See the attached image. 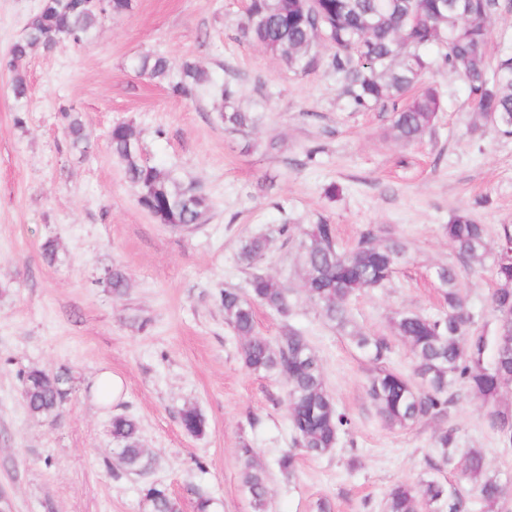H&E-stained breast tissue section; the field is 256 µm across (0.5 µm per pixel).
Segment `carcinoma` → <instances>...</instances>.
I'll return each instance as SVG.
<instances>
[{"label":"carcinoma","mask_w":512,"mask_h":512,"mask_svg":"<svg viewBox=\"0 0 512 512\" xmlns=\"http://www.w3.org/2000/svg\"><path fill=\"white\" fill-rule=\"evenodd\" d=\"M130 0H48L46 8L30 18L25 34L16 41L6 61L15 71L12 92L17 102L28 97V84L16 71V62L36 47L49 52L91 41L101 21L121 15ZM500 0H468L469 14L458 18L442 7V0H249L240 25L243 38L259 45L289 69L306 73L323 68L336 75L341 95L355 111H391L390 136L400 142L422 140L432 133L444 99L433 86L421 85L434 59L448 73L462 78L478 117L485 125L512 135V52L501 54L489 66L490 24L500 11ZM334 48L327 57L319 43ZM134 71L167 84L173 93L205 94L224 102V129L246 133L254 124L248 112L234 106L237 85L218 80L194 62L177 66L162 54H144ZM72 148L87 152L91 137L79 113H61ZM112 155L124 167L137 189V202L159 223L175 230L204 223L213 203L203 188L185 183L140 155L133 127L116 123L109 135ZM448 241L469 269L491 263L497 284L490 296L496 326L493 334L480 327L470 313L455 268L442 267L437 278L445 310L436 317L398 311L392 328L410 348L414 360L408 377L385 366L391 347L373 336L351 317L348 302L366 290L378 288L393 276L404 255L397 239L381 241L374 229L360 233L357 243L340 250L334 225L320 222L303 229L297 249L306 299L322 319L348 337L354 348L374 365L367 394L389 428L409 427L425 417H445L465 390L481 401L489 426L505 448L512 447V407L501 403L512 387V224H503L495 247H489L486 229L461 211L446 227ZM269 239L252 236L241 240L238 257L251 270L248 288H226L219 293L224 321L241 340V359L250 370L275 374L286 384L288 417L294 441L311 456H324L349 430V418L340 412L327 389L320 359L309 340L288 328L272 342L255 331L254 308L266 306L279 313L289 310L288 291L273 276L259 269ZM113 294L126 291L123 272L114 268L104 281ZM491 360H485L486 352ZM67 373L50 375L31 368L22 373V396L33 416L58 411L68 394ZM180 422L188 433H204L206 422L199 410L187 406ZM112 436L119 447L114 459L128 473L142 474L149 454L142 448L137 421L127 415L112 418ZM296 454L284 452L277 460L282 475H296ZM427 477L416 484L397 482L386 492L383 512H468L475 496L484 512H512L508 485L512 476L489 469L479 448L460 452L457 429L449 425L434 438V456ZM453 471L456 480L439 474ZM241 484L253 512H266L272 488L265 468L252 449L242 451ZM152 512H180L178 500L162 484L143 489Z\"/></svg>","instance_id":"carcinoma-1"}]
</instances>
